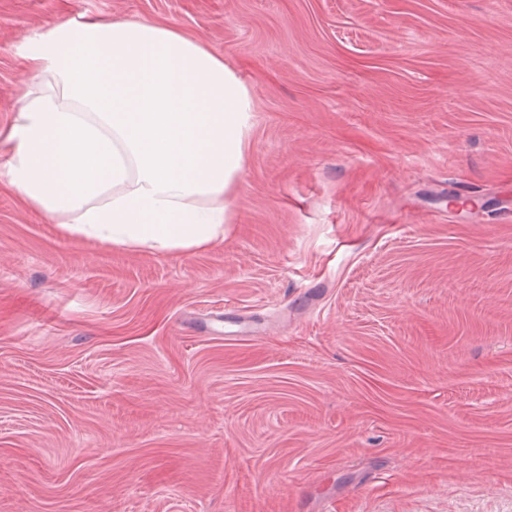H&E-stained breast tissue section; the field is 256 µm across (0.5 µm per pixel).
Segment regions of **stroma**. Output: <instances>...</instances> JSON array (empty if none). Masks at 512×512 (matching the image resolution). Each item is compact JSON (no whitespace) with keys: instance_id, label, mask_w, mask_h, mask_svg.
<instances>
[{"instance_id":"35a3bbf8","label":"stroma","mask_w":512,"mask_h":512,"mask_svg":"<svg viewBox=\"0 0 512 512\" xmlns=\"http://www.w3.org/2000/svg\"><path fill=\"white\" fill-rule=\"evenodd\" d=\"M172 25L253 101L224 241L0 184V512H512V0H0Z\"/></svg>"}]
</instances>
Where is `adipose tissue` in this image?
<instances>
[{
	"label": "adipose tissue",
	"mask_w": 512,
	"mask_h": 512,
	"mask_svg": "<svg viewBox=\"0 0 512 512\" xmlns=\"http://www.w3.org/2000/svg\"><path fill=\"white\" fill-rule=\"evenodd\" d=\"M22 52L39 80L6 135L0 182L116 248L223 242L252 99L222 57L172 26L94 18L34 29Z\"/></svg>",
	"instance_id": "1"
}]
</instances>
